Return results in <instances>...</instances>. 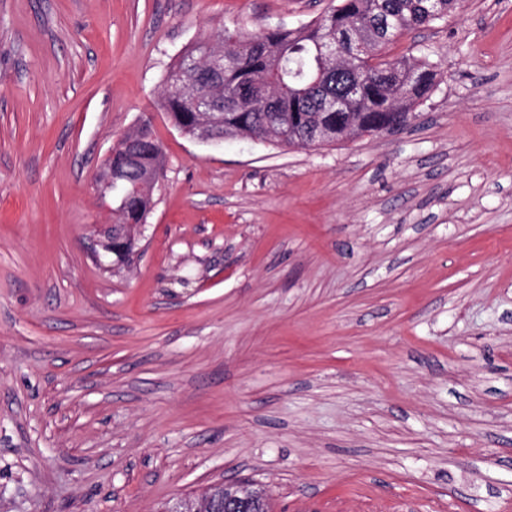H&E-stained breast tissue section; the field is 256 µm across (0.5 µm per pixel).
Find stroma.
<instances>
[{"mask_svg":"<svg viewBox=\"0 0 512 512\" xmlns=\"http://www.w3.org/2000/svg\"><path fill=\"white\" fill-rule=\"evenodd\" d=\"M338 0H0V512H512V0L389 55L439 87L395 134L183 136L181 52ZM150 120L141 253L102 271L95 175ZM223 487L224 503L216 507H223L225 512H250L251 506L265 496L262 490L242 481H225Z\"/></svg>","mask_w":512,"mask_h":512,"instance_id":"obj_1","label":"stroma"}]
</instances>
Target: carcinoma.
I'll list each match as a JSON object with an SVG mask.
<instances>
[{
  "label": "carcinoma",
  "instance_id": "cac0c4a2",
  "mask_svg": "<svg viewBox=\"0 0 512 512\" xmlns=\"http://www.w3.org/2000/svg\"><path fill=\"white\" fill-rule=\"evenodd\" d=\"M458 0H340L336 8L297 29L257 33L224 32L197 42L166 71L161 107L170 121L194 126L201 108L193 85L209 59L224 55V81L208 94L224 99V121L216 131L275 145L309 147L322 125L326 143L343 141L348 128L358 136L394 133L416 118V107L438 87L426 59L384 53L404 35L448 17ZM335 53L323 52L326 44ZM346 101L331 109L329 99ZM165 154L150 122L123 134L112 151V192L118 202L109 231L117 239L125 224H145Z\"/></svg>",
  "mask_w": 512,
  "mask_h": 512
}]
</instances>
